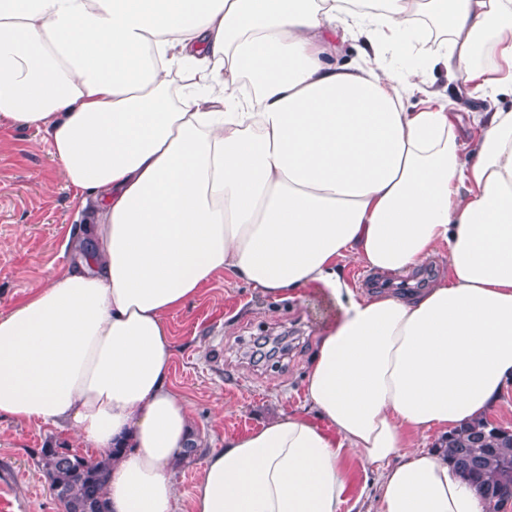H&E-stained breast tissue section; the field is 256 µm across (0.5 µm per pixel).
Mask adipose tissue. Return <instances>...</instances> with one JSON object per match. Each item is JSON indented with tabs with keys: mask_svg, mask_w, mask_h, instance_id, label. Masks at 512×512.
<instances>
[{
	"mask_svg": "<svg viewBox=\"0 0 512 512\" xmlns=\"http://www.w3.org/2000/svg\"><path fill=\"white\" fill-rule=\"evenodd\" d=\"M494 95L512 0H0V124L45 134L84 220L75 263L0 313V417L114 449L109 512H181L196 438L166 318L227 273L333 314L308 411L225 437L190 512H341L351 457L374 512H485L418 441L512 386V106L466 107ZM442 248L405 295L340 266ZM447 266V252L440 250L423 269L412 271V288H424L435 279ZM427 280V282H426ZM426 282V283H425ZM425 284V285H424Z\"/></svg>",
	"mask_w": 512,
	"mask_h": 512,
	"instance_id": "ef3b65f1",
	"label": "adipose tissue"
}]
</instances>
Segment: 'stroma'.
<instances>
[{"label": "stroma", "instance_id": "obj_1", "mask_svg": "<svg viewBox=\"0 0 512 512\" xmlns=\"http://www.w3.org/2000/svg\"><path fill=\"white\" fill-rule=\"evenodd\" d=\"M81 225L47 144L0 126V313L74 262L66 239ZM327 315L317 297L274 302L225 274L169 316L171 381L200 445L198 459L175 474L182 503L200 477L199 458L225 436L304 408L303 377ZM55 443L77 446L72 433L0 418V512H62L40 463L41 448Z\"/></svg>", "mask_w": 512, "mask_h": 512}]
</instances>
